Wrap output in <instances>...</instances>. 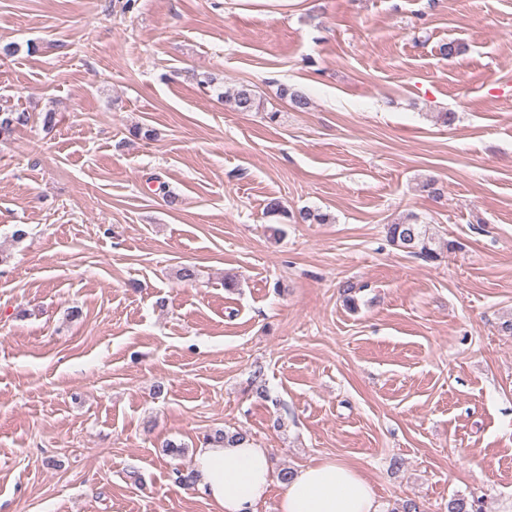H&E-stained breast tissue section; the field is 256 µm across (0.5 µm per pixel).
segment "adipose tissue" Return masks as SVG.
<instances>
[{
  "instance_id": "obj_1",
  "label": "adipose tissue",
  "mask_w": 512,
  "mask_h": 512,
  "mask_svg": "<svg viewBox=\"0 0 512 512\" xmlns=\"http://www.w3.org/2000/svg\"><path fill=\"white\" fill-rule=\"evenodd\" d=\"M196 488L219 512H256L273 484L268 449L251 440L238 445L205 444L197 449ZM278 512H379L375 491L355 468L327 460L294 471L285 484Z\"/></svg>"
}]
</instances>
